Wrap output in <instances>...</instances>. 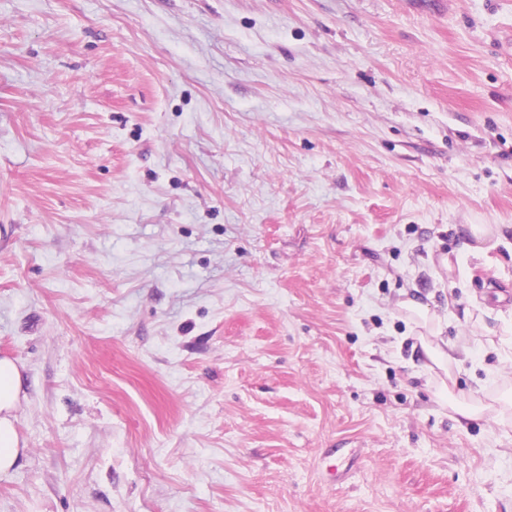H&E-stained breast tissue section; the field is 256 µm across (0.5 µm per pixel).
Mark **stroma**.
<instances>
[{
    "instance_id": "obj_1",
    "label": "stroma",
    "mask_w": 512,
    "mask_h": 512,
    "mask_svg": "<svg viewBox=\"0 0 512 512\" xmlns=\"http://www.w3.org/2000/svg\"><path fill=\"white\" fill-rule=\"evenodd\" d=\"M502 285L512 0H0V512H512ZM400 305L409 312L410 319L414 323L415 339L430 361L428 370L438 381L441 394L448 396L446 379L451 378V368L458 363L457 357L453 355L454 347L448 346V342L440 339V331L435 324L429 325L433 319L419 301L410 298L401 302ZM21 365L15 358L0 357V474L13 471L25 446L17 430V415L22 397Z\"/></svg>"
}]
</instances>
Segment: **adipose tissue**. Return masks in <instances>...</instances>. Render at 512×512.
<instances>
[{
    "mask_svg": "<svg viewBox=\"0 0 512 512\" xmlns=\"http://www.w3.org/2000/svg\"><path fill=\"white\" fill-rule=\"evenodd\" d=\"M416 333L415 338L429 359V371L439 383L440 391H447V380L458 359L454 349L439 336L425 307L416 300L404 301ZM22 397V374L17 359L0 357V474L13 471L24 453V445L17 430V415Z\"/></svg>",
    "mask_w": 512,
    "mask_h": 512,
    "instance_id": "adipose-tissue-1",
    "label": "adipose tissue"
}]
</instances>
